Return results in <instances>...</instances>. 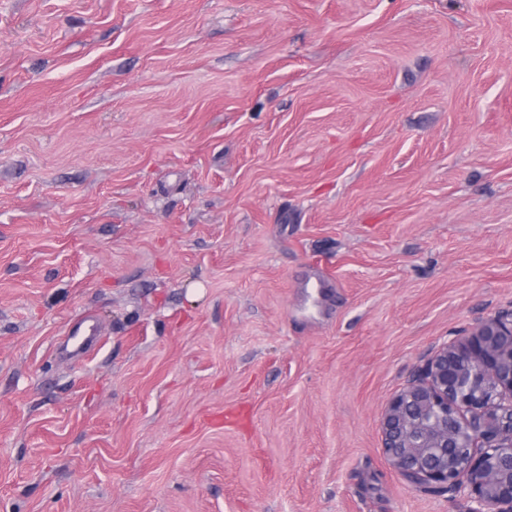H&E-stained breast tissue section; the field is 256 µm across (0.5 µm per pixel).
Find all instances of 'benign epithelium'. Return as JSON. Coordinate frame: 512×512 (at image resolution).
Listing matches in <instances>:
<instances>
[{
  "label": "benign epithelium",
  "instance_id": "benign-epithelium-1",
  "mask_svg": "<svg viewBox=\"0 0 512 512\" xmlns=\"http://www.w3.org/2000/svg\"><path fill=\"white\" fill-rule=\"evenodd\" d=\"M382 452L409 484L512 512V310L439 346L380 417Z\"/></svg>",
  "mask_w": 512,
  "mask_h": 512
}]
</instances>
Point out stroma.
<instances>
[{"label":"stroma","instance_id":"obj_1","mask_svg":"<svg viewBox=\"0 0 512 512\" xmlns=\"http://www.w3.org/2000/svg\"><path fill=\"white\" fill-rule=\"evenodd\" d=\"M503 310L512 0H0V512H474L380 416Z\"/></svg>","mask_w":512,"mask_h":512}]
</instances>
